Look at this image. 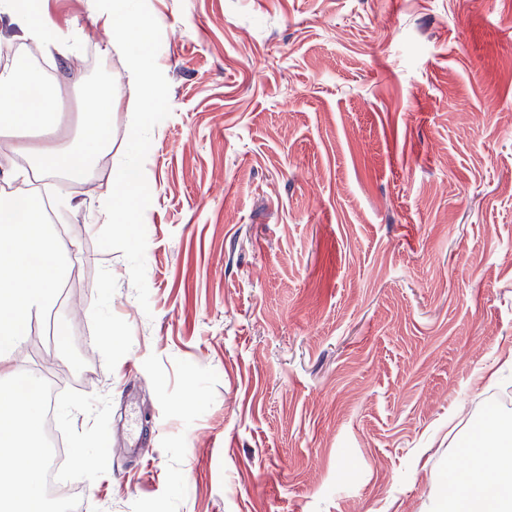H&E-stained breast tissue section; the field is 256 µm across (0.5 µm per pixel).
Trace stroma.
<instances>
[{"label": "stroma", "instance_id": "obj_1", "mask_svg": "<svg viewBox=\"0 0 512 512\" xmlns=\"http://www.w3.org/2000/svg\"><path fill=\"white\" fill-rule=\"evenodd\" d=\"M47 4L81 31L38 50L63 141L89 56L119 96L108 168L41 181L76 246L17 354L112 401L80 512H429L512 421V0H134L158 88L95 0ZM123 165L129 213L89 229ZM153 69L144 53L135 51L127 64L126 79L129 83L140 84L144 87L149 86L150 75Z\"/></svg>", "mask_w": 512, "mask_h": 512}]
</instances>
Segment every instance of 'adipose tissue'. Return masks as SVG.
Segmentation results:
<instances>
[{
    "label": "adipose tissue",
    "mask_w": 512,
    "mask_h": 512,
    "mask_svg": "<svg viewBox=\"0 0 512 512\" xmlns=\"http://www.w3.org/2000/svg\"><path fill=\"white\" fill-rule=\"evenodd\" d=\"M14 21L29 41L67 49L69 31L47 13L18 15ZM27 82V74L21 70L0 78V135L16 137L14 151L35 159L43 172L82 174L88 160L110 141L117 95L100 99L94 122L82 128L80 148L70 149L61 143L47 106L35 110L18 107L16 92ZM432 512H512V433L497 432L484 439L480 451L472 456L462 490L437 499Z\"/></svg>",
    "instance_id": "1"
}]
</instances>
